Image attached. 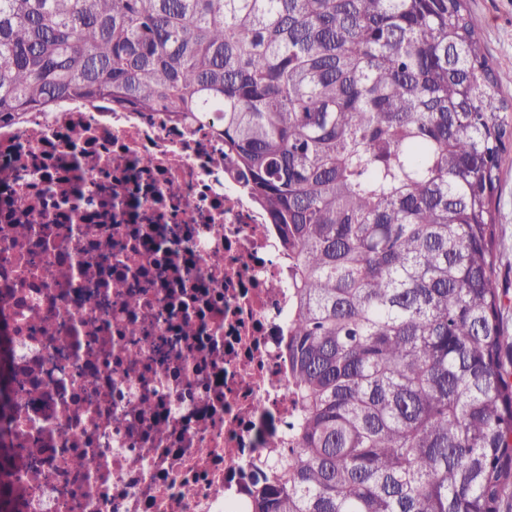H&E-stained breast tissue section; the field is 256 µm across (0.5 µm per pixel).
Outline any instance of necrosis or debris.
<instances>
[{
	"mask_svg": "<svg viewBox=\"0 0 512 512\" xmlns=\"http://www.w3.org/2000/svg\"><path fill=\"white\" fill-rule=\"evenodd\" d=\"M0 223L12 512H251L297 416L295 298L210 127L73 99L1 122Z\"/></svg>",
	"mask_w": 512,
	"mask_h": 512,
	"instance_id": "obj_1",
	"label": "necrosis or debris"
}]
</instances>
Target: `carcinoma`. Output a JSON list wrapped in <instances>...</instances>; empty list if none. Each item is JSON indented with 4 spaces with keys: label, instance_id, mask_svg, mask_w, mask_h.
I'll list each match as a JSON object with an SVG mask.
<instances>
[{
    "label": "carcinoma",
    "instance_id": "1",
    "mask_svg": "<svg viewBox=\"0 0 512 512\" xmlns=\"http://www.w3.org/2000/svg\"><path fill=\"white\" fill-rule=\"evenodd\" d=\"M63 97L211 121L282 237L297 447L254 512H500L508 105L466 0H0V121ZM497 204L496 274L502 289L500 325L505 345L503 361L512 382V139L502 156L500 181L495 192Z\"/></svg>",
    "mask_w": 512,
    "mask_h": 512
}]
</instances>
